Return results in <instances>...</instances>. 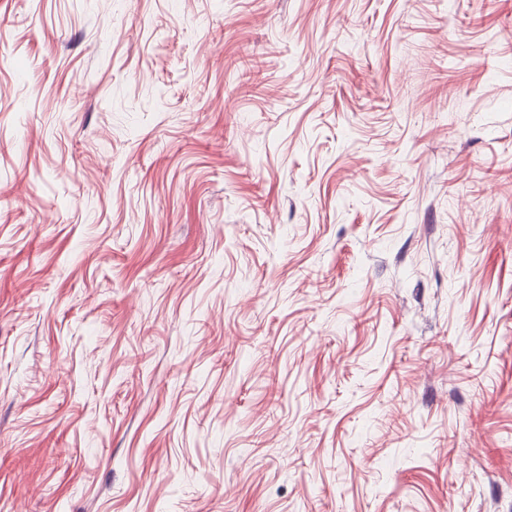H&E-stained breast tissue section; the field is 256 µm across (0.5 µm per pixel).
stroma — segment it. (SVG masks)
<instances>
[{"mask_svg":"<svg viewBox=\"0 0 512 512\" xmlns=\"http://www.w3.org/2000/svg\"><path fill=\"white\" fill-rule=\"evenodd\" d=\"M0 512H512V0H0Z\"/></svg>","mask_w":512,"mask_h":512,"instance_id":"1","label":"stroma"}]
</instances>
